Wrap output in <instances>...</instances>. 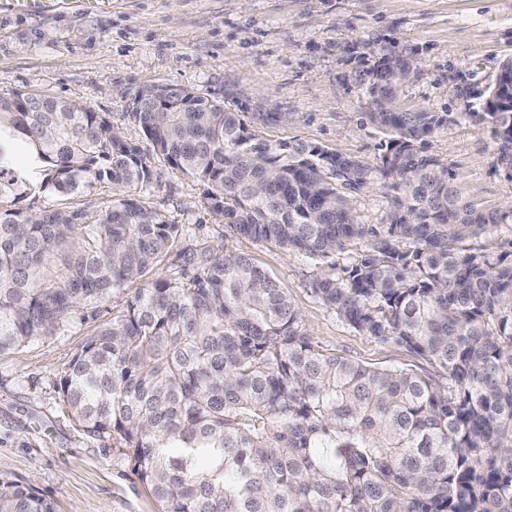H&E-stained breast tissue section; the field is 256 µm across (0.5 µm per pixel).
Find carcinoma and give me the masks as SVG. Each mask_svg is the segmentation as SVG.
Masks as SVG:
<instances>
[{
	"instance_id": "carcinoma-1",
	"label": "carcinoma",
	"mask_w": 512,
	"mask_h": 512,
	"mask_svg": "<svg viewBox=\"0 0 512 512\" xmlns=\"http://www.w3.org/2000/svg\"><path fill=\"white\" fill-rule=\"evenodd\" d=\"M412 67L383 53L361 76V119L386 137L376 171L397 192L383 230L341 194L372 174L353 156L270 143L183 87L139 90L129 115L231 235L310 260L327 309L439 366L446 384L320 350L248 254L139 205L152 169L109 114L0 96V354L122 298L73 356L60 402L115 439L163 512H512V262L470 244L506 216L464 197L427 151L448 113L401 106ZM477 116L512 169V94L491 86ZM20 143L36 182L10 166ZM105 181L122 192L108 206L66 203ZM32 190L63 203L16 207ZM0 512L56 507L0 477Z\"/></svg>"
}]
</instances>
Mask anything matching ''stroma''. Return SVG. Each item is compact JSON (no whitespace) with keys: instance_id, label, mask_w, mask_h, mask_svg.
<instances>
[{"instance_id":"stroma-1","label":"stroma","mask_w":512,"mask_h":512,"mask_svg":"<svg viewBox=\"0 0 512 512\" xmlns=\"http://www.w3.org/2000/svg\"><path fill=\"white\" fill-rule=\"evenodd\" d=\"M411 53L401 91L412 109L449 113L429 143L478 205L512 212V172L479 121L500 61L512 57V0H110L85 12L67 5L42 15L0 12V95L38 90L108 112L126 140L142 142L127 117L138 90L174 85L223 100L273 142L356 157L377 167L383 135L362 123L359 78L380 54ZM279 122H263L267 113ZM138 201L190 236L248 252L286 288L303 326L326 352L363 364L436 374L401 347L363 335L311 291L301 255L228 234L200 204L202 186L151 158ZM359 223H388L396 193L379 175L347 190ZM115 299L73 317L56 336L0 355V474L33 485L57 512H161L107 436L65 411L57 385Z\"/></svg>"}]
</instances>
